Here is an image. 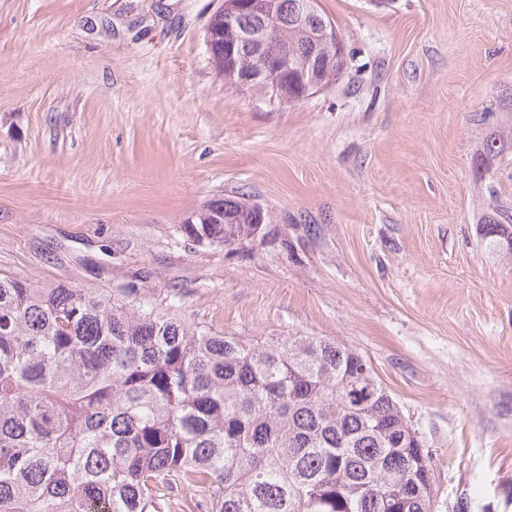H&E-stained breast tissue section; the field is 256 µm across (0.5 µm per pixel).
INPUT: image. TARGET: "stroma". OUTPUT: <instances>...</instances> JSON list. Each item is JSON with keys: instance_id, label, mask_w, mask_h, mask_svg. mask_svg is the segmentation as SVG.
I'll return each mask as SVG.
<instances>
[{"instance_id": "obj_1", "label": "stroma", "mask_w": 512, "mask_h": 512, "mask_svg": "<svg viewBox=\"0 0 512 512\" xmlns=\"http://www.w3.org/2000/svg\"><path fill=\"white\" fill-rule=\"evenodd\" d=\"M318 3L344 71L278 107L215 73L222 0H0V273L353 347L423 437L438 512H512V256L479 235L472 168L512 126V0ZM241 195L276 242L181 237Z\"/></svg>"}]
</instances>
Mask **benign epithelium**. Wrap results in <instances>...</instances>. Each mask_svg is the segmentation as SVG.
I'll use <instances>...</instances> for the list:
<instances>
[{
	"mask_svg": "<svg viewBox=\"0 0 512 512\" xmlns=\"http://www.w3.org/2000/svg\"><path fill=\"white\" fill-rule=\"evenodd\" d=\"M231 32L222 44L212 34L216 23ZM313 28L319 34L315 47L307 50L308 60L300 66L296 53L278 51L276 44L288 24ZM208 53L224 54V70L232 86L239 89L266 88L283 104L301 100L325 86L333 75L324 74L327 58L346 56L336 28L320 12L317 0H224L207 25Z\"/></svg>",
	"mask_w": 512,
	"mask_h": 512,
	"instance_id": "obj_1",
	"label": "benign epithelium"
}]
</instances>
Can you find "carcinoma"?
Instances as JSON below:
<instances>
[{
    "label": "carcinoma",
    "mask_w": 512,
    "mask_h": 512,
    "mask_svg": "<svg viewBox=\"0 0 512 512\" xmlns=\"http://www.w3.org/2000/svg\"><path fill=\"white\" fill-rule=\"evenodd\" d=\"M288 25L280 44L309 43ZM512 154L487 136L474 167ZM233 247L250 224H183ZM480 235L512 255V209ZM357 350L250 340L123 294L0 275V512H425L427 467ZM409 489L386 499L389 484Z\"/></svg>",
    "instance_id": "cac0c4a2"
}]
</instances>
